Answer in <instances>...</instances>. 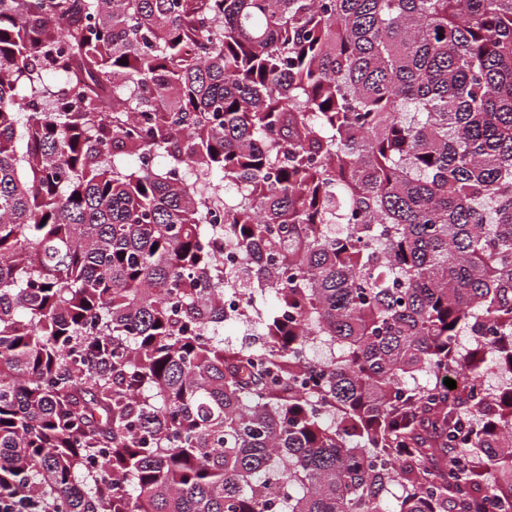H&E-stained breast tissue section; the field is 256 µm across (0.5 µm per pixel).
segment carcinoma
<instances>
[{
  "label": "carcinoma",
  "mask_w": 512,
  "mask_h": 512,
  "mask_svg": "<svg viewBox=\"0 0 512 512\" xmlns=\"http://www.w3.org/2000/svg\"><path fill=\"white\" fill-rule=\"evenodd\" d=\"M491 370L512 0H0L1 501L512 512ZM248 333L249 335H247ZM255 334V332L247 331L246 327L241 323H224V339L238 346L259 347L260 340H257Z\"/></svg>",
  "instance_id": "1"
}]
</instances>
